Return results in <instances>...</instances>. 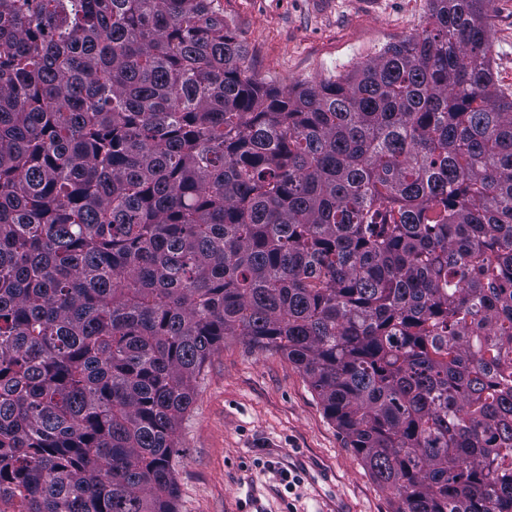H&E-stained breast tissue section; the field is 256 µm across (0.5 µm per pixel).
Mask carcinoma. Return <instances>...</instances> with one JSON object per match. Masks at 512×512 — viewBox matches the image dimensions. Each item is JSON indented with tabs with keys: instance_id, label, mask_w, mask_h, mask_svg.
<instances>
[{
	"instance_id": "cac0c4a2",
	"label": "carcinoma",
	"mask_w": 512,
	"mask_h": 512,
	"mask_svg": "<svg viewBox=\"0 0 512 512\" xmlns=\"http://www.w3.org/2000/svg\"><path fill=\"white\" fill-rule=\"evenodd\" d=\"M491 0L316 86L221 0H0V493L178 512L226 336L300 368L395 512H512V91ZM488 14L495 77L512 90V0H493Z\"/></svg>"
}]
</instances>
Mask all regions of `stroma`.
<instances>
[{
    "label": "stroma",
    "mask_w": 512,
    "mask_h": 512,
    "mask_svg": "<svg viewBox=\"0 0 512 512\" xmlns=\"http://www.w3.org/2000/svg\"><path fill=\"white\" fill-rule=\"evenodd\" d=\"M257 78L285 89L369 61L422 31L429 0H221ZM492 63L512 89V0L489 8ZM179 512H394L327 418L303 373L280 352L227 338L207 359L177 433ZM299 476L288 487L283 473Z\"/></svg>",
    "instance_id": "stroma-1"
}]
</instances>
